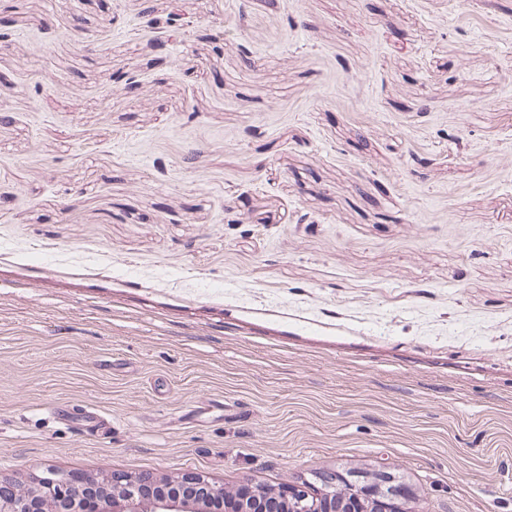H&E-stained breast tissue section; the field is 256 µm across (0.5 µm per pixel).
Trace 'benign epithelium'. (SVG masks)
Listing matches in <instances>:
<instances>
[{
    "mask_svg": "<svg viewBox=\"0 0 512 512\" xmlns=\"http://www.w3.org/2000/svg\"><path fill=\"white\" fill-rule=\"evenodd\" d=\"M185 483L202 488L208 498L234 499L235 512H252L265 488L250 480H243L233 486L209 482L199 475H185ZM153 478L142 476L138 479L114 474L102 483V504L108 512H194L190 500L177 496L159 497L146 501L142 493L144 485ZM83 488L70 482L68 473L49 469L26 483H20L9 496L0 495V512H30L31 501L38 498L52 506L51 512L63 508L77 510ZM286 512H354L352 504L365 502L374 512H404L408 489L401 483L390 481L385 486L377 480L353 481L349 472L334 471L316 475V482L288 484L281 489Z\"/></svg>",
    "mask_w": 512,
    "mask_h": 512,
    "instance_id": "7a95c632",
    "label": "benign epithelium"
}]
</instances>
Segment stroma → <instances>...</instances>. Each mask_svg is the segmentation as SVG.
I'll return each instance as SVG.
<instances>
[{"mask_svg": "<svg viewBox=\"0 0 512 512\" xmlns=\"http://www.w3.org/2000/svg\"><path fill=\"white\" fill-rule=\"evenodd\" d=\"M0 13V476L512 512V0ZM349 471L317 474L316 483L288 484L281 489L286 511L354 512L352 503L366 502L374 512H404L409 491L393 479L385 486L377 480L353 481ZM320 484V485H317ZM182 481L199 485L202 488L201 492L208 498L220 497L228 500L234 497L233 508L230 510L237 512L254 510L258 505L259 498L268 492L251 480H243L228 487L223 483L209 482L199 475L191 474L182 476Z\"/></svg>", "mask_w": 512, "mask_h": 512, "instance_id": "stroma-1", "label": "stroma"}]
</instances>
